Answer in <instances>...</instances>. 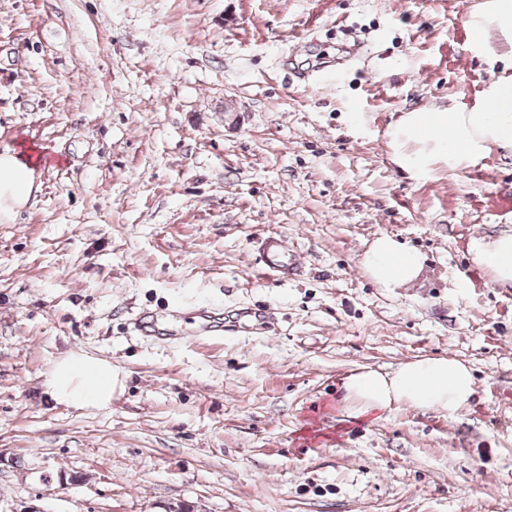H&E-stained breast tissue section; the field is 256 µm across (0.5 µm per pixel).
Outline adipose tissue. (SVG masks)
Instances as JSON below:
<instances>
[{
	"instance_id": "obj_1",
	"label": "adipose tissue",
	"mask_w": 512,
	"mask_h": 512,
	"mask_svg": "<svg viewBox=\"0 0 512 512\" xmlns=\"http://www.w3.org/2000/svg\"><path fill=\"white\" fill-rule=\"evenodd\" d=\"M472 44L489 63H503L471 103L456 102L440 112H410L391 129L397 144L396 163L422 170L445 163L456 171L487 156L491 149L512 154V0H485L473 12ZM473 261L486 269L495 284L512 287V227L473 240ZM425 258L389 235L376 238L362 258L372 280L382 288L413 283ZM53 395L77 406H102L112 397V367L104 362L71 358L60 363L50 381ZM343 400L359 413L385 411L395 405L455 413L474 393V377L462 362L448 357H423L402 363L391 372L361 369L343 382Z\"/></svg>"
}]
</instances>
